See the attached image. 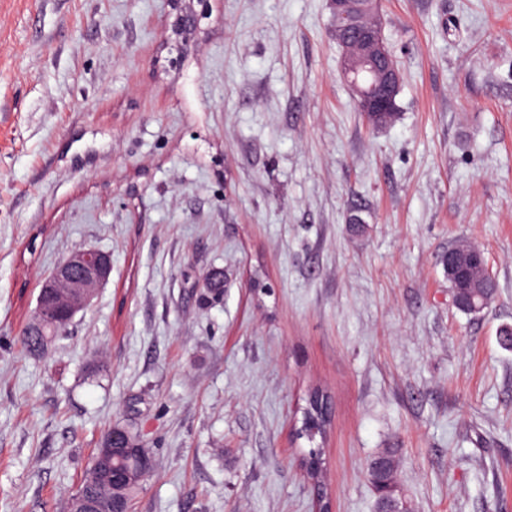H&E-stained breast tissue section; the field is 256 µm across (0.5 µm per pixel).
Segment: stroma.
<instances>
[{
    "mask_svg": "<svg viewBox=\"0 0 512 512\" xmlns=\"http://www.w3.org/2000/svg\"><path fill=\"white\" fill-rule=\"evenodd\" d=\"M0 0V512H65L108 431L133 512H318L295 429L329 396L332 512H512V0H382L403 74L373 128L329 0ZM470 240L496 283L452 302ZM109 284L39 355L69 251ZM100 455L101 461L104 463L106 471V481L111 487L123 485L127 483L133 474L125 469L112 467L110 470L106 464L118 455H134L137 459L138 466L135 472V477L138 480L145 479L151 471V457L147 448H141L138 444L132 445L127 432L122 428L112 427V434L107 441H104L101 448L98 449L96 454ZM379 460L382 464L377 465ZM397 470L398 463L393 451L385 449L371 460L368 475L378 494V504L382 503L393 512H406L398 494Z\"/></svg>",
    "mask_w": 512,
    "mask_h": 512,
    "instance_id": "obj_1",
    "label": "stroma"
}]
</instances>
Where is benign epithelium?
<instances>
[{"label": "benign epithelium", "mask_w": 512, "mask_h": 512, "mask_svg": "<svg viewBox=\"0 0 512 512\" xmlns=\"http://www.w3.org/2000/svg\"><path fill=\"white\" fill-rule=\"evenodd\" d=\"M331 8L333 14L345 22L344 30L354 33L362 41L363 56L342 64V75L349 83L358 107L365 112H388L393 92L402 84L401 70L384 46L381 36L366 37L356 25L353 0H331ZM362 69L376 74V81L368 89L363 88L355 78L356 72ZM447 267L448 279H459L467 288H480L490 279L484 254L478 249L466 253L457 250L448 252ZM111 273L112 258L109 253L95 248L78 249L56 264L42 281L40 293L50 296L60 288L69 289L71 298L62 321L70 323L108 283ZM98 455L105 464L118 455H133L137 459V470L133 474L115 467L106 470V481L112 487L123 485L133 477L142 480L150 474L148 450L131 444L127 432L122 428H112L110 438L98 449ZM69 501L72 512H128L124 498L112 495L87 500L74 494Z\"/></svg>", "instance_id": "obj_1"}]
</instances>
